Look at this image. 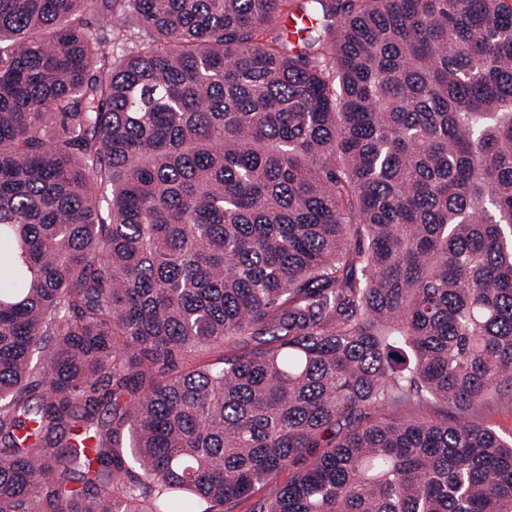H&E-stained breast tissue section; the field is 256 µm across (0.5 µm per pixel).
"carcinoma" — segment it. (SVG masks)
<instances>
[{"mask_svg":"<svg viewBox=\"0 0 512 512\" xmlns=\"http://www.w3.org/2000/svg\"><path fill=\"white\" fill-rule=\"evenodd\" d=\"M504 388L512 0H0V512H512ZM473 419L493 429L504 439L512 437V395L510 391L492 394L484 403L473 410Z\"/></svg>","mask_w":512,"mask_h":512,"instance_id":"carcinoma-1","label":"carcinoma"}]
</instances>
